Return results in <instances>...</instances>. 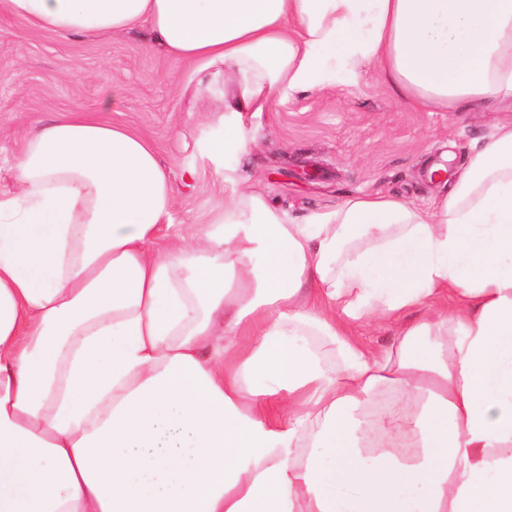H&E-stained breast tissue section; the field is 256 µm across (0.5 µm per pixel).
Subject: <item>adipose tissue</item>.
Instances as JSON below:
<instances>
[{
	"mask_svg": "<svg viewBox=\"0 0 512 512\" xmlns=\"http://www.w3.org/2000/svg\"><path fill=\"white\" fill-rule=\"evenodd\" d=\"M69 37L149 25L224 69V139L378 65L420 108L512 112V0H0ZM0 191V512H512V124L423 211L193 231L143 136L41 124ZM388 324L374 351L352 322ZM419 398L369 419L382 389Z\"/></svg>",
	"mask_w": 512,
	"mask_h": 512,
	"instance_id": "ef3b65f1",
	"label": "adipose tissue"
}]
</instances>
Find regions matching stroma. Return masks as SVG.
I'll return each mask as SVG.
<instances>
[{
  "mask_svg": "<svg viewBox=\"0 0 512 512\" xmlns=\"http://www.w3.org/2000/svg\"><path fill=\"white\" fill-rule=\"evenodd\" d=\"M192 64L172 59L149 27L62 37L0 14V190L38 123L63 112L123 125L155 147L174 190L168 223L209 224L232 191L260 190L286 215L333 210L347 197L390 194L426 209L512 112L416 109L370 65L323 89L274 97L248 113L243 151L214 158L224 98L197 92Z\"/></svg>",
  "mask_w": 512,
  "mask_h": 512,
  "instance_id": "obj_1",
  "label": "stroma"
}]
</instances>
